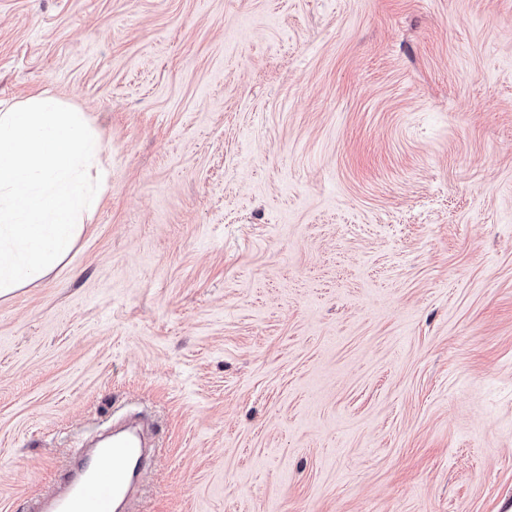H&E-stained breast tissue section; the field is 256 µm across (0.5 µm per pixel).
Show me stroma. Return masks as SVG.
<instances>
[{"label": "stroma", "mask_w": 512, "mask_h": 512, "mask_svg": "<svg viewBox=\"0 0 512 512\" xmlns=\"http://www.w3.org/2000/svg\"><path fill=\"white\" fill-rule=\"evenodd\" d=\"M109 189L0 297V512L123 415L141 512H507L512 0H0V103Z\"/></svg>", "instance_id": "obj_1"}]
</instances>
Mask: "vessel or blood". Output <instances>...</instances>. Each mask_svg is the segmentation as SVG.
Returning a JSON list of instances; mask_svg holds the SVG:
<instances>
[{
	"label": "vessel or blood",
	"mask_w": 512,
	"mask_h": 512,
	"mask_svg": "<svg viewBox=\"0 0 512 512\" xmlns=\"http://www.w3.org/2000/svg\"><path fill=\"white\" fill-rule=\"evenodd\" d=\"M138 431L123 428L91 448H78L55 489L28 512H136V489L153 464Z\"/></svg>",
	"instance_id": "obj_1"
}]
</instances>
